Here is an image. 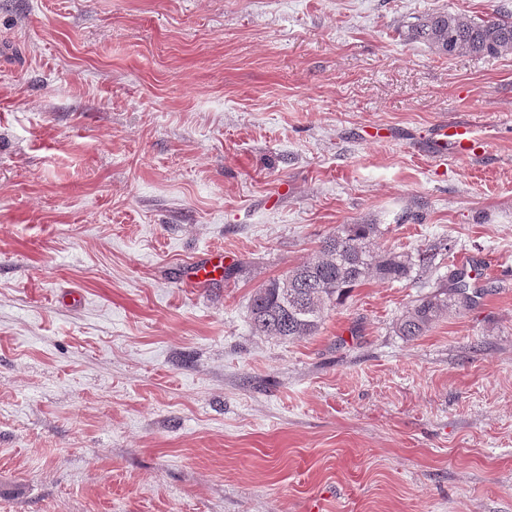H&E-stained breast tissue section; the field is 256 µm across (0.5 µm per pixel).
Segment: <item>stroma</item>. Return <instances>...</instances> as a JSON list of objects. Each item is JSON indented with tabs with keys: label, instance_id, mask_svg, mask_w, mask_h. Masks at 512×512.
Returning <instances> with one entry per match:
<instances>
[{
	"label": "stroma",
	"instance_id": "obj_1",
	"mask_svg": "<svg viewBox=\"0 0 512 512\" xmlns=\"http://www.w3.org/2000/svg\"><path fill=\"white\" fill-rule=\"evenodd\" d=\"M436 10L512 0H0V512H512V54L402 39ZM344 224L448 249L257 335ZM433 148L440 154L455 158H469L484 149V143L477 138L471 128L460 122H445L434 132ZM217 255L218 256L203 257L190 264L192 277H189V281L192 284L206 287L216 280L211 277V274L216 272V270L221 267L220 264L224 262V258L223 260L221 258V253L217 251ZM215 258H219L217 265L213 263V259ZM466 273L451 274L448 282L451 288L437 291L415 301L397 323V332L408 340L422 336L431 326L442 318L453 302L458 307H468L472 301L469 286L465 281ZM450 302V303H449Z\"/></svg>",
	"mask_w": 512,
	"mask_h": 512
}]
</instances>
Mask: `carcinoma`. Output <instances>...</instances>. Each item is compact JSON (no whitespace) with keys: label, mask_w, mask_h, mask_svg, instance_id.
I'll return each mask as SVG.
<instances>
[{"label":"carcinoma","mask_w":512,"mask_h":512,"mask_svg":"<svg viewBox=\"0 0 512 512\" xmlns=\"http://www.w3.org/2000/svg\"><path fill=\"white\" fill-rule=\"evenodd\" d=\"M403 39L420 43L438 55L512 53V12L488 18L463 19L448 11L423 15L404 26ZM377 224H344L322 242L318 255L270 280L251 298L249 316L260 336L297 340L318 331L329 307L341 303L370 278L389 282L410 279L415 266L431 264L433 247L412 256L373 247ZM466 273L448 277L450 288L415 301L397 323V332L413 340L447 312L449 304L467 307L472 301Z\"/></svg>","instance_id":"cac0c4a2"}]
</instances>
